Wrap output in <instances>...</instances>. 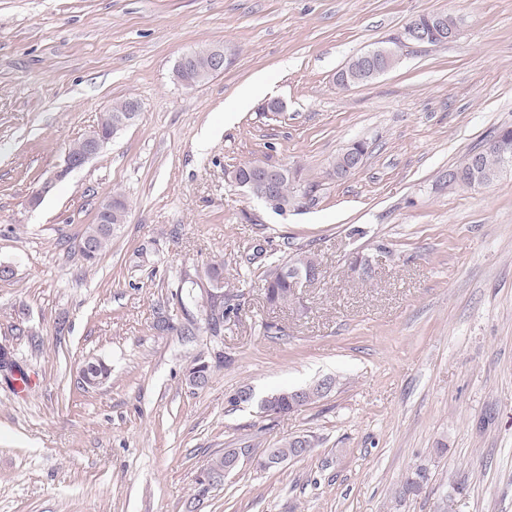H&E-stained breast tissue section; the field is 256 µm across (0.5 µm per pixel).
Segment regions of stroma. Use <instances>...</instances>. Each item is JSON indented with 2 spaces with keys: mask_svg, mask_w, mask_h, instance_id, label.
<instances>
[{
  "mask_svg": "<svg viewBox=\"0 0 512 512\" xmlns=\"http://www.w3.org/2000/svg\"><path fill=\"white\" fill-rule=\"evenodd\" d=\"M458 38L400 47L343 89L351 57L416 16ZM223 46V74L186 89L184 54ZM131 97L136 120L37 207L72 142ZM271 99L283 111L267 112ZM512 126V0H0V512H512V168L448 185L486 135ZM369 146L347 179L328 174ZM296 170L311 196L278 211L232 183L245 163ZM127 202L96 267L78 245L99 203ZM303 247L324 277L269 306L246 255ZM369 256L374 274L349 269ZM241 307L220 336L176 281L210 261ZM198 332L157 333L158 306ZM281 328L266 335L265 324ZM210 364L190 387L192 361ZM111 374L83 390L85 361ZM331 378L285 416L259 399ZM252 389L254 403L228 395ZM314 435L306 457L241 464L203 502L227 448ZM426 491L397 499L410 466Z\"/></svg>",
  "mask_w": 512,
  "mask_h": 512,
  "instance_id": "35a3bbf8",
  "label": "stroma"
}]
</instances>
